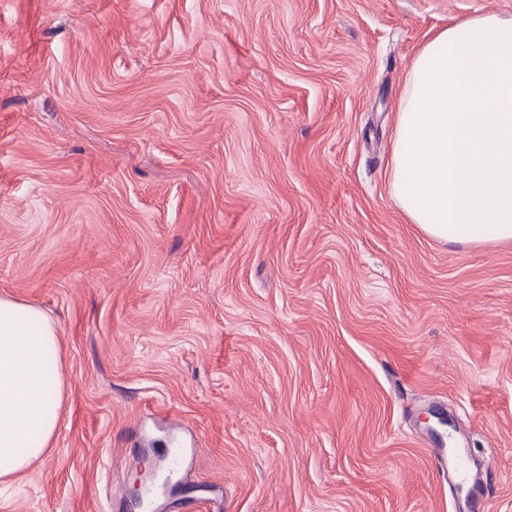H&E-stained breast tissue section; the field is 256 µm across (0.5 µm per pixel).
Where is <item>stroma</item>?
Here are the masks:
<instances>
[{
  "label": "stroma",
  "instance_id": "obj_1",
  "mask_svg": "<svg viewBox=\"0 0 512 512\" xmlns=\"http://www.w3.org/2000/svg\"><path fill=\"white\" fill-rule=\"evenodd\" d=\"M512 0H0V297L56 326L49 451L0 512H512V241L392 198L406 72ZM167 456L171 457L167 466L169 474L165 477L162 485H160L158 474L154 469L147 466L141 470L140 481L143 489V496L141 498L139 508L144 509L145 511H150L148 509L152 507V500L157 495L160 486L172 491V485H170L168 477L179 472L183 462V450L182 448L173 446L168 449Z\"/></svg>",
  "mask_w": 512,
  "mask_h": 512
}]
</instances>
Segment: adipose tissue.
Wrapping results in <instances>:
<instances>
[{
    "label": "adipose tissue",
    "instance_id": "obj_1",
    "mask_svg": "<svg viewBox=\"0 0 512 512\" xmlns=\"http://www.w3.org/2000/svg\"><path fill=\"white\" fill-rule=\"evenodd\" d=\"M392 196L409 223L444 243L512 240V18L448 27L411 63L397 106ZM55 325L0 297V481L48 448L62 381Z\"/></svg>",
    "mask_w": 512,
    "mask_h": 512
}]
</instances>
